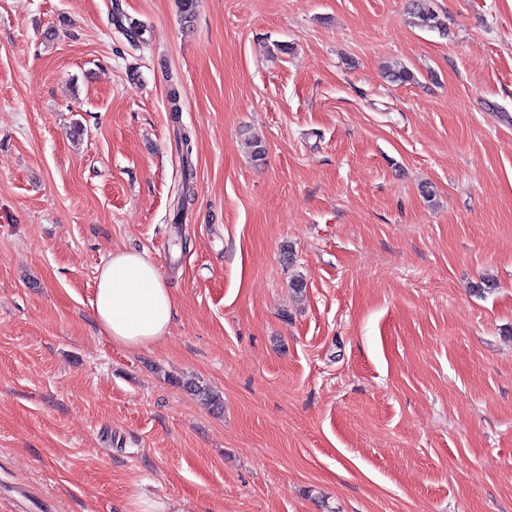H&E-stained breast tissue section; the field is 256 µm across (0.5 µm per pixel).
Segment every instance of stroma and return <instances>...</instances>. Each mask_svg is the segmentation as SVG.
I'll use <instances>...</instances> for the list:
<instances>
[{"mask_svg":"<svg viewBox=\"0 0 512 512\" xmlns=\"http://www.w3.org/2000/svg\"><path fill=\"white\" fill-rule=\"evenodd\" d=\"M407 4L0 0V512H512V0ZM117 250L156 344L93 314ZM176 143L178 150L181 152L182 156V180H181V189L178 193L177 204H176V212L173 217V224L177 229V233L180 237L179 244L181 248L184 249L187 246V240L184 236H182L183 230V219H184V211L186 208V204L189 203V198L191 196V187L194 179V168L191 162V153L192 148L190 146V138L189 135L185 132L183 127L177 125L176 130ZM92 307L113 342L139 348L168 333L174 297L148 258L116 252L100 268Z\"/></svg>","mask_w":512,"mask_h":512,"instance_id":"obj_1","label":"stroma"}]
</instances>
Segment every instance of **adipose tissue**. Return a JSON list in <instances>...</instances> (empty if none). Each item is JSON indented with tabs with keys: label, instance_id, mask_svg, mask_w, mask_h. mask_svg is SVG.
Masks as SVG:
<instances>
[{
	"label": "adipose tissue",
	"instance_id": "1",
	"mask_svg": "<svg viewBox=\"0 0 512 512\" xmlns=\"http://www.w3.org/2000/svg\"><path fill=\"white\" fill-rule=\"evenodd\" d=\"M92 307L113 342L139 348L167 334L174 297L148 258L116 252L100 269Z\"/></svg>",
	"mask_w": 512,
	"mask_h": 512
}]
</instances>
